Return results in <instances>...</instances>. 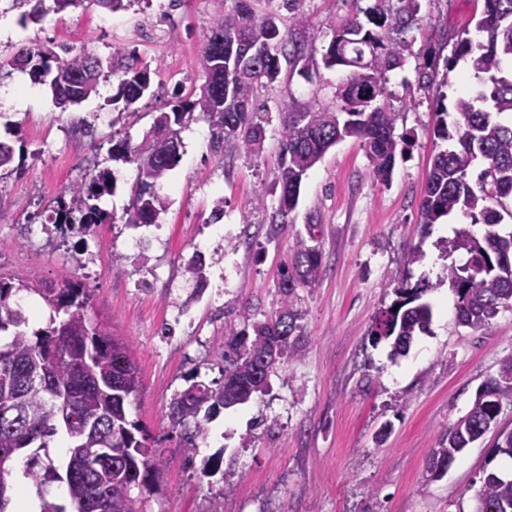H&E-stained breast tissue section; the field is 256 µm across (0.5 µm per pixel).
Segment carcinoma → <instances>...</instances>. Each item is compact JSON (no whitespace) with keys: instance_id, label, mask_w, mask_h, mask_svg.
<instances>
[{"instance_id":"obj_1","label":"carcinoma","mask_w":512,"mask_h":512,"mask_svg":"<svg viewBox=\"0 0 512 512\" xmlns=\"http://www.w3.org/2000/svg\"><path fill=\"white\" fill-rule=\"evenodd\" d=\"M83 2L19 0L30 6L27 17L34 21ZM417 11L418 0H378L368 16L371 27L352 17L335 30L322 61L328 69L348 70L336 91L340 105L320 107L311 102L287 113L276 177L281 192L268 237L288 228V214L298 205L307 172L346 138L360 142L373 177L390 182L399 140L394 135L395 113L378 99L386 94L385 74L402 67L405 60V45L390 32L407 29L417 21ZM274 19L257 13L253 0H237L235 13L216 15L202 47L206 81L199 94L179 97L168 104L170 110L157 113L139 144L133 146L127 139L112 144V159L133 164L138 171L128 225L153 224L165 210L155 186L178 165L179 128L195 112L211 123L214 151L232 147L253 157L263 151L265 129L256 108V91L279 79L282 61L306 56L305 44L282 29L269 35ZM229 31L259 40L261 55L226 54L224 35ZM475 31L477 39L463 31L453 56L444 61L445 71L450 72L459 60H468L477 79L471 92L453 102L458 118L452 132L445 104L448 95L442 91L448 82L437 81L434 64L425 75L427 86H436L434 135L453 145L433 156L419 204V223L426 229L453 212L484 227L479 238L467 229L458 230L446 246L448 255L465 256L464 263L448 265L446 279L457 296V321L471 329L485 326L512 302V231L503 234L498 229L504 216L512 218V0H484ZM137 62L120 51L105 62L86 50L62 59L53 46L36 44L22 46L1 60L0 70H27L36 83L44 82L54 68L64 70L66 80L50 81L55 103L63 112L97 95L100 81L115 76L117 91L108 104L129 111L151 87L150 69ZM13 161L12 145L0 141V177L13 171ZM114 189L110 170L98 171L66 191L68 198H60L49 222L76 235L111 223V216L95 201ZM321 229L319 216L307 218L306 234L297 237L281 265L279 314L251 324L249 331L225 330L224 381L194 382L177 395L169 413L173 427L183 428L192 421L195 436H202L206 428L198 419L200 411L207 419L266 392L273 366L264 364V359L275 346L273 337H281L275 346L277 360L296 354L301 313L294 298L296 289L313 288L320 280ZM185 272L198 288L206 287L204 258L191 259ZM429 288V283L419 282L395 289L396 301L375 319L372 341L388 343L391 356L405 355L416 337L429 332L432 309L422 301ZM21 291L40 296L49 308L45 327L27 331L29 317L16 300ZM90 297L79 280L43 285L15 283L0 275V333H10V341L0 345V512H8L13 496L9 477L14 461L27 448L33 449L26 461L27 479L40 491L49 483H65L72 512H144V494L151 492L166 464L127 414V403L142 388L133 350L124 339L90 324L86 314ZM509 397L512 381L497 376L482 384L468 412L439 439L428 471L481 438L496 422L502 400ZM61 431L69 440L63 475L50 460L47 442ZM476 499V512H512V479L485 474Z\"/></svg>"}]
</instances>
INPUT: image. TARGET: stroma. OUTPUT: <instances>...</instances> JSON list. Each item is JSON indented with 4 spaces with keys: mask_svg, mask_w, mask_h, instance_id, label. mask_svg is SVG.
<instances>
[{
    "mask_svg": "<svg viewBox=\"0 0 512 512\" xmlns=\"http://www.w3.org/2000/svg\"><path fill=\"white\" fill-rule=\"evenodd\" d=\"M168 4L133 0L109 15L84 0L24 23L20 8L0 0V59L51 42L103 59L121 49L155 71V96L132 117L106 106L113 79L101 82L99 97L62 113L48 85L18 70L0 74V140L16 151L14 172L0 179V275L83 281L92 292L90 323L132 345L142 390L128 415L168 461L146 512H475L486 473L512 476V458L494 448L498 430L512 429V402L440 480H428L426 470L438 436L512 355V306L482 328L458 325L451 290L439 282L449 263L438 246L445 234L437 224L422 229L418 210L431 158L445 147L433 133L435 91L423 87L422 72L474 28L477 0H419L417 22L397 34L405 64L388 73L383 104L407 146L391 183L371 176L359 142L343 140L308 172L288 232L276 239L266 229L280 193L282 114L312 100L336 106L346 71L320 65L305 74L295 64L263 88L258 158L213 151L211 125L195 114L180 131L178 166L156 186L165 212L151 226H128L137 169L112 160V140L140 143L155 112L200 89L204 37L214 14L233 13L236 0ZM375 4L297 0L310 22L308 54L321 58L336 27ZM105 16L112 25L104 29ZM102 169L116 182L100 201L111 223L80 242L62 237L48 222L58 198ZM311 214L323 222V273L317 287L296 294L304 313L297 356L271 373L266 394L212 415L207 437L187 454L183 428L169 421L172 400L192 381L222 380L226 327L274 317L280 266ZM198 252L206 261L201 290L184 273ZM423 279L433 285L424 296L433 307L430 331L390 359L386 343L372 342L371 326L396 288Z\"/></svg>",
    "mask_w": 512,
    "mask_h": 512,
    "instance_id": "obj_1",
    "label": "stroma"
}]
</instances>
